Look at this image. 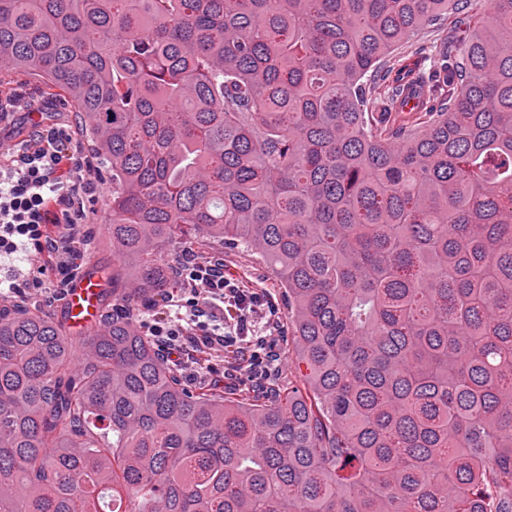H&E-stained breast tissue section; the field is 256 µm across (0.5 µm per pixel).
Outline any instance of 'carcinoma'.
Wrapping results in <instances>:
<instances>
[{
  "label": "carcinoma",
  "mask_w": 512,
  "mask_h": 512,
  "mask_svg": "<svg viewBox=\"0 0 512 512\" xmlns=\"http://www.w3.org/2000/svg\"><path fill=\"white\" fill-rule=\"evenodd\" d=\"M450 2L0 0V75L112 181L103 323L0 309V512H512V0L430 79L399 48ZM200 236L272 269L307 392L141 332Z\"/></svg>",
  "instance_id": "carcinoma-1"
}]
</instances>
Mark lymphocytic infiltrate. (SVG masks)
Instances as JSON below:
<instances>
[{
	"instance_id": "1",
	"label": "lymphocytic infiltrate",
	"mask_w": 512,
	"mask_h": 512,
	"mask_svg": "<svg viewBox=\"0 0 512 512\" xmlns=\"http://www.w3.org/2000/svg\"><path fill=\"white\" fill-rule=\"evenodd\" d=\"M89 165L75 137L56 126L39 128L16 152L12 168L0 173V256L23 252L37 263L53 262L68 275L69 256L84 218V193L95 184L87 177ZM65 227L58 237L57 227ZM183 286L179 302L194 318L224 319L225 332L206 325L193 328L157 313L139 322L156 337L168 357L179 358L185 344L218 350L232 337L251 332L260 313L276 309L265 288H249L224 272L223 260L184 262L174 271Z\"/></svg>"
}]
</instances>
